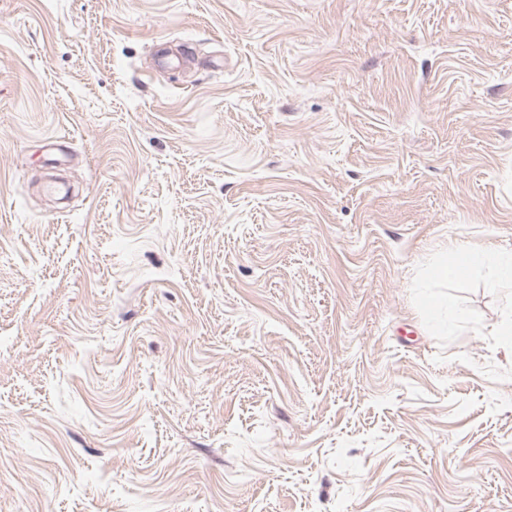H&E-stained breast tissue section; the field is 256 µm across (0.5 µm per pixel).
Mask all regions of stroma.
I'll return each instance as SVG.
<instances>
[{
  "instance_id": "obj_1",
  "label": "stroma",
  "mask_w": 512,
  "mask_h": 512,
  "mask_svg": "<svg viewBox=\"0 0 512 512\" xmlns=\"http://www.w3.org/2000/svg\"><path fill=\"white\" fill-rule=\"evenodd\" d=\"M452 243L512 252V0H0V512H512Z\"/></svg>"
}]
</instances>
